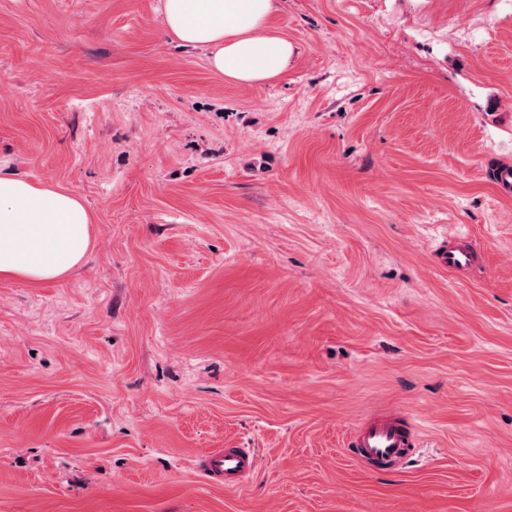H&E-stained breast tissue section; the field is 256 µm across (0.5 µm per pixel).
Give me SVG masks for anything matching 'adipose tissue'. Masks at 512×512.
<instances>
[{
  "instance_id": "adipose-tissue-1",
  "label": "adipose tissue",
  "mask_w": 512,
  "mask_h": 512,
  "mask_svg": "<svg viewBox=\"0 0 512 512\" xmlns=\"http://www.w3.org/2000/svg\"><path fill=\"white\" fill-rule=\"evenodd\" d=\"M275 0H162L166 33L203 48L225 80L261 87L294 46L272 31ZM93 214L73 192L0 173V277L39 285L80 269L94 245Z\"/></svg>"
}]
</instances>
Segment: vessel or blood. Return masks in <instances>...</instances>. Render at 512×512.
<instances>
[{
    "label": "vessel or blood",
    "mask_w": 512,
    "mask_h": 512,
    "mask_svg": "<svg viewBox=\"0 0 512 512\" xmlns=\"http://www.w3.org/2000/svg\"><path fill=\"white\" fill-rule=\"evenodd\" d=\"M439 263L450 273L465 276L477 267L478 255L470 244L460 242L441 252ZM416 443V431L399 413L390 411L374 413L348 439L355 459L370 462L381 470L400 461ZM256 467L253 449L214 448L206 453L201 472L206 479L223 481L225 488L233 489L252 476Z\"/></svg>",
    "instance_id": "vessel-or-blood-1"
}]
</instances>
